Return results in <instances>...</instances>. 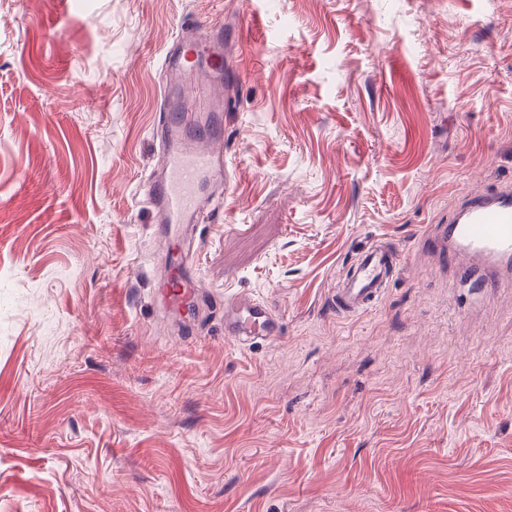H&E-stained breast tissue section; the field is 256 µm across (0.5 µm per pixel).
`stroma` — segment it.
I'll use <instances>...</instances> for the list:
<instances>
[{"instance_id": "1", "label": "stroma", "mask_w": 512, "mask_h": 512, "mask_svg": "<svg viewBox=\"0 0 512 512\" xmlns=\"http://www.w3.org/2000/svg\"><path fill=\"white\" fill-rule=\"evenodd\" d=\"M199 16L238 32L237 161L185 325L140 187ZM508 183L512 0H0V512H512V292L418 244ZM379 238L392 282L337 317ZM234 295L281 338L226 342ZM399 265L396 248L385 239L355 253L330 297L339 317L361 316L372 309Z\"/></svg>"}]
</instances>
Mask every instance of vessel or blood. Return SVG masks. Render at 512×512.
Instances as JSON below:
<instances>
[{"mask_svg": "<svg viewBox=\"0 0 512 512\" xmlns=\"http://www.w3.org/2000/svg\"><path fill=\"white\" fill-rule=\"evenodd\" d=\"M224 41L223 26L202 19L180 29L162 57L161 160L141 190L158 223L175 228L162 256L167 275L160 282V296L166 309L183 319L193 316L199 296L190 238L208 217L209 198L228 184L234 164L224 150V98L216 92L230 80ZM420 245L481 292L512 288V185L465 194L447 225ZM398 265L393 244L375 240L347 265L330 297L331 308L343 318L365 314ZM282 332V320L267 301L249 295L225 300L227 341L246 346L274 340Z\"/></svg>", "mask_w": 512, "mask_h": 512, "instance_id": "vessel-or-blood-1", "label": "vessel or blood"}]
</instances>
